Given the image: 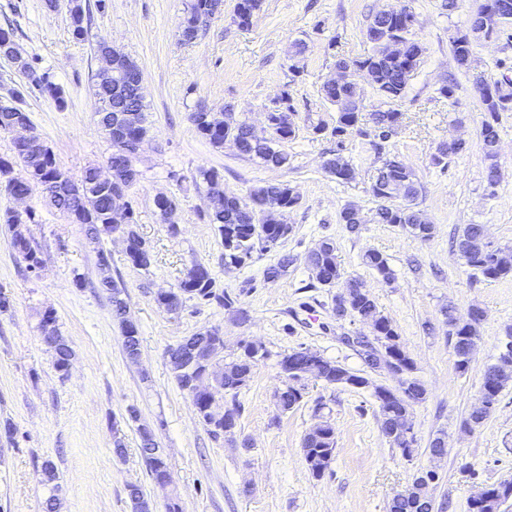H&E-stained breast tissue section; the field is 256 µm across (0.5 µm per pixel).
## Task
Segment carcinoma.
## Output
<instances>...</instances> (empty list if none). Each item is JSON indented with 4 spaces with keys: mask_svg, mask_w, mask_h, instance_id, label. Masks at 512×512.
Listing matches in <instances>:
<instances>
[{
    "mask_svg": "<svg viewBox=\"0 0 512 512\" xmlns=\"http://www.w3.org/2000/svg\"><path fill=\"white\" fill-rule=\"evenodd\" d=\"M498 0H484L483 16L476 22L479 29L485 34L495 37L512 39L509 27L502 24L498 18L495 5ZM221 0H192L189 12L183 21L182 35L186 39L197 37L194 27L201 18H212L221 13L219 5ZM260 6V0H237L235 6L239 24L246 25L253 12ZM71 19L72 37L82 41L88 35V20L86 8L82 0H68ZM416 23L414 13L407 7H401V15L386 19L381 14H375L367 27V32L390 24L404 40L409 42L404 57L391 58L378 45H372V52L368 55L349 61L351 66H369L373 71L372 86L382 98L385 108L374 112L379 119L390 126H399L401 112L393 108L396 100L402 97L412 74L417 70L423 56L424 48L414 37V32L405 27L404 20ZM33 78L29 84L41 94L50 98L55 106L62 110L66 107V99L61 88L49 80L44 73L38 72L29 60H24ZM134 76L131 71L124 72L121 84L109 92L102 93L94 88V94L102 102L112 104V109L122 108L131 117L129 124V138L134 140L141 132H147L145 126V105L142 98L133 94L132 82ZM495 89L489 97L482 98L485 116L481 123L480 139L485 159L489 161L487 167L488 186L495 187L500 180V169L497 163L499 143V121L501 113L512 112V79L502 77L494 80ZM323 97L337 107L336 125L332 128V135L336 136V149L331 151L330 157L325 161V168L340 183H347L352 179L353 167L345 156V136L348 132L358 128L360 123V110L356 105L359 92L350 88H338L334 85L323 84L321 88ZM12 102L8 106H0V117L17 116L24 125H31L28 113L19 106L21 94L11 92ZM199 108L191 113L190 120L197 132L215 147L224 145L227 136L234 137L241 144L240 153L249 158H257L264 165L272 168H283L288 165V153L273 146V141H286L295 137L293 121H284L282 114H293L294 108L291 97L284 93L278 102L271 107L269 124L265 130L259 132L252 125L241 122L224 126V113L207 112ZM360 134L370 138V144L377 153L380 166L375 169L371 192L378 199V206L373 214L378 224H393L410 232L413 236L426 241L432 237V225L428 223L423 213L411 205L420 193V184L413 170L403 160L396 156L389 157L386 153V144L391 140L388 135L377 132L372 127ZM454 154L448 152L444 144H439L430 155V165L442 170L448 169ZM23 169L20 177L12 176L14 166ZM5 176L8 184L5 188L23 191L31 184L40 182L53 187H64L76 190L73 180L57 163L53 151L44 143L38 142L33 146L24 145L20 140H13V152L9 158L0 157V176ZM48 206L65 214L74 224L85 226L87 237L90 240L101 242L104 233L103 225L109 223L108 200L109 192L103 187L92 188L79 196L59 194L55 191L45 196ZM300 203V196L285 182L269 183L253 190L249 199L245 200L233 193L224 195V203L220 207L209 209L202 215L204 223L214 226L215 231L224 245V266L237 268L251 260L256 252H268L288 240L293 232V225L288 223V213ZM38 216L35 211L28 210L20 214L11 209L0 214V224L8 226L12 232V246L19 257L26 263V268L42 264L40 253L32 248L25 234L19 230L22 224H37ZM456 249L464 264L473 272V277L485 281L512 278V257L505 261L492 263L487 260L485 250V228L482 224H466L462 227L455 241ZM110 254L99 249L97 254L100 266V285L110 294L115 317L119 320L121 333L125 336L124 347L128 357L132 360L139 356L140 340L137 325L127 317V303L122 298L123 289L110 275V267L104 266ZM305 263L311 272L312 279L323 288H334L336 282L342 281L349 290L348 307L350 312L361 317L370 314L377 319L376 351L384 356H394L402 376L395 391L400 396H384L380 391L373 392L380 412V430L389 441L401 450L406 458L413 457L415 439L401 441L393 436L398 425L405 421H412L411 409L413 405L426 399V388L416 376V364L404 345L400 336L394 329L390 320L380 314L377 305L370 293L362 283L355 278L344 277L341 263L338 260L336 243L325 238L312 249L305 257ZM362 263L376 272L384 281L394 279L393 270L389 267L387 259L375 250H368L362 256ZM182 295L196 298L205 302H216L226 308L234 305V298L227 292H217L215 280L203 264L193 261L187 269L184 278L179 283ZM448 317V335L453 341L456 357L455 368L464 373L468 370L470 357L468 349L476 342L478 326L482 321L483 311L479 307L469 310V320L461 323L455 316V308H445ZM294 358L297 364L303 366L310 362L315 363L325 374L324 382L329 385L355 387L354 380L359 375L344 366L331 361L314 352L305 356L294 350L285 354L282 361ZM256 363L249 350L240 352L235 359L224 364L222 369L221 385L215 387L214 394L224 397V416L216 418L206 412L207 404L203 396H195L198 407L199 421L208 428L210 434L218 438L228 433H234L242 406L238 397L243 388L248 385ZM512 382V364L501 366L493 363L484 372L481 393L487 400L496 403L503 388ZM305 398L304 388L291 384L284 387L275 402L277 409L287 413L298 407ZM322 404L315 405L314 413L317 422L306 433L303 439V455L305 463L316 479H321L329 469L336 455V428L331 420L321 414ZM445 441L441 437L435 438L429 448L430 459L433 465L424 469L426 473L439 472V463L445 454ZM146 468L152 477L159 476L166 469L164 450L158 453L141 452ZM127 496L132 512H149L150 503L145 499L142 489L137 485L128 487ZM512 497V483L506 482L488 489V496L481 501H471L469 512H499L501 505ZM433 505L430 494V485L423 482L421 476H416L411 485V494L407 498H397L389 507V512H427Z\"/></svg>",
    "mask_w": 512,
    "mask_h": 512,
    "instance_id": "cac0c4a2",
    "label": "carcinoma"
}]
</instances>
